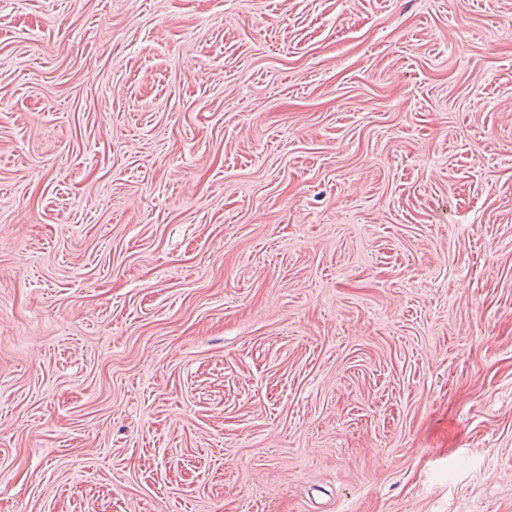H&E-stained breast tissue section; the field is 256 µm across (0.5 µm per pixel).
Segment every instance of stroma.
I'll return each mask as SVG.
<instances>
[{
	"label": "stroma",
	"instance_id": "stroma-1",
	"mask_svg": "<svg viewBox=\"0 0 512 512\" xmlns=\"http://www.w3.org/2000/svg\"><path fill=\"white\" fill-rule=\"evenodd\" d=\"M0 512H512V0H0Z\"/></svg>",
	"mask_w": 512,
	"mask_h": 512
}]
</instances>
